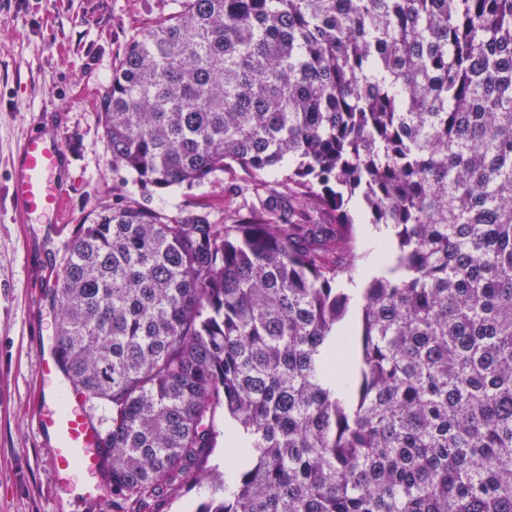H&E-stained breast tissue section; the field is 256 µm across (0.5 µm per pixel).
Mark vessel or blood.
Segmentation results:
<instances>
[{
	"mask_svg": "<svg viewBox=\"0 0 512 512\" xmlns=\"http://www.w3.org/2000/svg\"><path fill=\"white\" fill-rule=\"evenodd\" d=\"M64 159L58 134L32 131L11 157L14 203L27 213L48 212L63 218L66 192L57 171ZM41 369L51 400L39 413L36 429L51 441L57 478L68 488L76 487L81 478H89L87 497L104 500L106 487L97 481L102 464L100 429L85 410L80 393H63L68 378L60 368L55 345L43 350Z\"/></svg>",
	"mask_w": 512,
	"mask_h": 512,
	"instance_id": "1",
	"label": "vessel or blood"
}]
</instances>
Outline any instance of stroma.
Wrapping results in <instances>:
<instances>
[{
    "label": "stroma",
    "mask_w": 512,
    "mask_h": 512,
    "mask_svg": "<svg viewBox=\"0 0 512 512\" xmlns=\"http://www.w3.org/2000/svg\"><path fill=\"white\" fill-rule=\"evenodd\" d=\"M173 0H0V512H112L67 492L39 437L45 402L39 352L55 336L57 307L45 275L59 270L80 219L121 195H139L113 170L95 102L129 41L169 14ZM59 128L72 220L24 213L11 198L9 160L35 124ZM240 168L205 184L153 193L166 211L203 200L235 208Z\"/></svg>",
    "instance_id": "stroma-1"
}]
</instances>
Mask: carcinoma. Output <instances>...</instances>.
<instances>
[{
	"label": "carcinoma",
	"mask_w": 512,
	"mask_h": 512,
	"mask_svg": "<svg viewBox=\"0 0 512 512\" xmlns=\"http://www.w3.org/2000/svg\"><path fill=\"white\" fill-rule=\"evenodd\" d=\"M97 110L143 192L255 198L79 225L55 342L112 512H512V0H175ZM353 200L393 263L354 315ZM247 174L239 167H234L232 171L220 173L217 177L211 178L205 184L193 189L175 187L152 193L151 206L166 211H176L178 208H189L199 204L205 199L216 203L224 202V208L232 209L243 204L246 199L250 200L249 192L246 190L243 194L230 195L227 192L229 186H238L246 188ZM224 188L226 192H224ZM211 495V486L208 483L197 484L191 487L171 489L160 502L157 510L160 512H194L199 503Z\"/></svg>",
	"instance_id": "cac0c4a2"
}]
</instances>
